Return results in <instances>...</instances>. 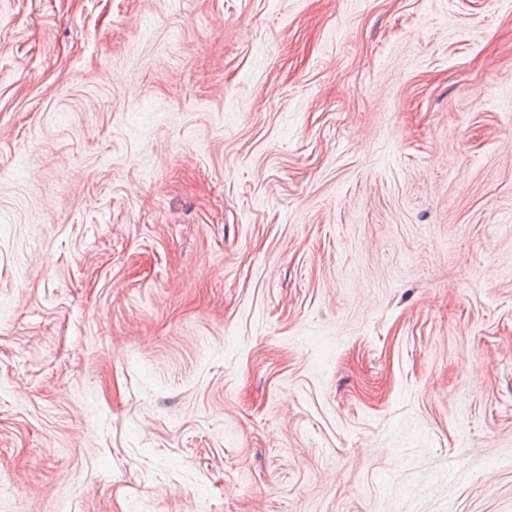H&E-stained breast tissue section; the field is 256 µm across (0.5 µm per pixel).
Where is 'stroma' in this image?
<instances>
[{
  "instance_id": "obj_1",
  "label": "stroma",
  "mask_w": 512,
  "mask_h": 512,
  "mask_svg": "<svg viewBox=\"0 0 512 512\" xmlns=\"http://www.w3.org/2000/svg\"><path fill=\"white\" fill-rule=\"evenodd\" d=\"M512 512V0H0V512Z\"/></svg>"
}]
</instances>
